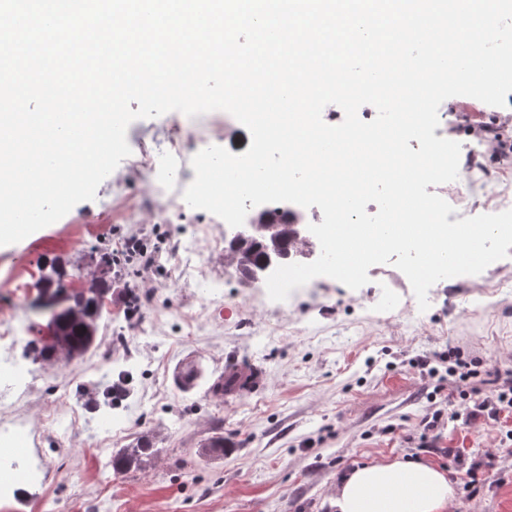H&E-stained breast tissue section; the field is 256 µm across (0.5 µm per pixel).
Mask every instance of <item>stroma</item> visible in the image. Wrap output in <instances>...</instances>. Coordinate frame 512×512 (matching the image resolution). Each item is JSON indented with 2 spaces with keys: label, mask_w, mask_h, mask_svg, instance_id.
Returning a JSON list of instances; mask_svg holds the SVG:
<instances>
[{
  "label": "stroma",
  "mask_w": 512,
  "mask_h": 512,
  "mask_svg": "<svg viewBox=\"0 0 512 512\" xmlns=\"http://www.w3.org/2000/svg\"><path fill=\"white\" fill-rule=\"evenodd\" d=\"M512 131V93L504 106L472 116L459 109L452 140L469 124ZM241 124L226 112L193 118L169 112L132 122L126 133L145 168L120 163L57 222L0 247V312L16 338L0 356V393L23 396L29 448L16 462L0 454V483H13L0 512H329L336 480L370 460L412 459L446 471L456 512H512V416L493 422L424 419L448 408L452 381L421 375L424 357L460 354L482 369H512V255L477 275L434 284L419 311L394 265L369 268L353 290L325 276L274 302L224 263L227 224L162 197L151 211L126 208L160 182L185 187L154 141L179 132L235 150ZM130 236L142 239L150 266L125 261L112 281V312L78 362L49 365L28 350L42 319L37 281L17 290L28 270L61 269L65 280L100 270L102 255ZM253 363L262 388L240 398L211 386L233 363ZM197 370L179 384L181 367ZM156 451L144 468L117 473L114 451L140 433ZM223 435L225 450L203 453ZM464 453V462L449 449ZM492 455L471 484L470 462Z\"/></svg>",
  "instance_id": "obj_1"
}]
</instances>
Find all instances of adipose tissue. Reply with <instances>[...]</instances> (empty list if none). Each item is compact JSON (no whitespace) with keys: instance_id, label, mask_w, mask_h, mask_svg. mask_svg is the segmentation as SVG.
<instances>
[{"instance_id":"adipose-tissue-1","label":"adipose tissue","mask_w":512,"mask_h":512,"mask_svg":"<svg viewBox=\"0 0 512 512\" xmlns=\"http://www.w3.org/2000/svg\"><path fill=\"white\" fill-rule=\"evenodd\" d=\"M331 512H456L457 500L446 472L415 461H372L337 480Z\"/></svg>"}]
</instances>
